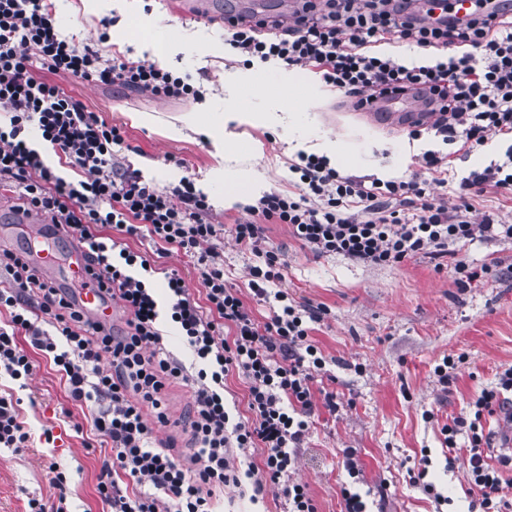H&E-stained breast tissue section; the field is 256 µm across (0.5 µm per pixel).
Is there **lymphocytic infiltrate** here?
Here are the masks:
<instances>
[{
	"mask_svg": "<svg viewBox=\"0 0 512 512\" xmlns=\"http://www.w3.org/2000/svg\"><path fill=\"white\" fill-rule=\"evenodd\" d=\"M449 0H294L288 17H240L225 27L224 42L239 56L311 67L322 80L362 107L377 97L417 91L436 118L431 125L448 153L420 157L422 175L407 181H366L342 174L327 157L299 154L289 170L298 196L271 192L248 206V219L224 227L213 220L205 194L192 179L160 188L122 171L112 156L122 131L87 110L46 73L94 81L157 98H201V88L157 63L132 61L63 37L50 0H0V187L49 222L51 240L19 250L0 249V375L28 380L40 361L52 364L73 401L92 403V430L110 443L111 464L98 484L110 512H211L215 490L250 488L251 501L276 489L286 512H318L306 484L296 481L297 450L314 411L315 372L321 350L309 339L324 307L296 304L280 290L283 263L267 249L264 227L288 225L319 255H340L370 266H394L441 257L449 246L477 239L512 241V223L478 209L488 191L512 194V0L495 10L474 0L457 23L444 17ZM406 43L419 49L407 64L385 52ZM37 127L59 159L81 172L60 176L28 141ZM507 143L503 162L459 176L455 162L489 140ZM454 186L453 199L433 187ZM152 241L148 254L124 236ZM249 251V286L258 300H275L266 321L255 318L237 289L224 282V238ZM69 242L89 260L67 283L43 275L33 252ZM177 250L193 260L203 300L178 272L166 273V300L147 282L154 255ZM97 288L101 301L120 304L123 330L92 316L78 302L81 288ZM169 315L192 353L197 372L167 350L159 329ZM28 346H21L20 336ZM249 384L247 412L232 416L224 381ZM191 389L193 410L184 422L190 454L175 458L154 445L144 413L168 423L165 392ZM512 418V368L482 389L468 415L452 418L440 433L448 449L469 441L468 467L479 496L477 512H512L504 472L512 462L490 464L484 421ZM30 435L13 396L0 394V448L19 452ZM257 450L259 464L240 469L236 453ZM135 483L120 488L114 472Z\"/></svg>",
	"mask_w": 512,
	"mask_h": 512,
	"instance_id": "lymphocytic-infiltrate-1",
	"label": "lymphocytic infiltrate"
}]
</instances>
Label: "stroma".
<instances>
[{
  "label": "stroma",
  "mask_w": 512,
  "mask_h": 512,
  "mask_svg": "<svg viewBox=\"0 0 512 512\" xmlns=\"http://www.w3.org/2000/svg\"><path fill=\"white\" fill-rule=\"evenodd\" d=\"M61 34L103 55L120 54L148 61L149 42L161 26L172 36L162 66L201 83L199 101L158 99L94 82L73 83L54 76V83L120 127L125 142L114 146L115 160L161 188L182 178L205 186L213 215L224 225L245 219L241 207L221 206L224 183L250 173L262 176L268 190L297 194L288 168L300 146L321 139L336 141L343 174L368 179L405 180L417 171V156L442 149L433 131L410 138L407 131L375 127L349 109L343 94L326 86L305 66L281 62L243 64L224 45V26L189 21L171 10L169 0H53ZM110 26H102V19ZM281 88V99L267 90ZM282 112L298 109L293 127L232 125L242 157L240 170L214 178L222 131L183 129L174 132L175 117L189 112ZM268 247L285 260L281 287L290 299L320 305L327 313L315 324L312 343L326 359L314 384L316 408L299 452L297 480L306 483L318 512H342L340 487L347 481L344 452L352 450L361 468V491L370 512H466L470 476L466 438L455 452L442 445L440 427L468 414L481 389L512 366V242L476 241L454 246L442 261L420 256L393 267L364 266L338 255L318 256L294 238L287 225L265 227ZM466 260L492 269L488 278L459 287L454 264ZM251 254L232 239L224 241V278L240 289L257 320L269 315L268 303L250 290ZM465 355V363L448 384L434 369L448 356ZM0 390L19 398V410L30 434L29 446L16 453L0 449V512H27L29 499L41 500L44 512L65 501L69 512H103L98 494L107 448L86 425L90 407L71 400L67 385L50 363H41L28 387L0 379ZM336 396V410L325 405V393ZM431 465L427 478L448 501L437 504L408 469L421 453ZM454 463H447V456ZM65 482L56 485V473ZM214 512H282L277 491L251 503L239 489L216 492Z\"/></svg>",
  "instance_id": "obj_1"
}]
</instances>
